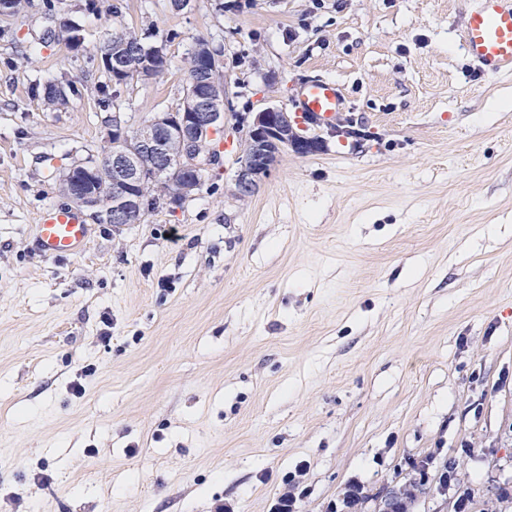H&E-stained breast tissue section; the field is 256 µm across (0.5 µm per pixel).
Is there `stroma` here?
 I'll use <instances>...</instances> for the list:
<instances>
[{
    "label": "stroma",
    "mask_w": 512,
    "mask_h": 512,
    "mask_svg": "<svg viewBox=\"0 0 512 512\" xmlns=\"http://www.w3.org/2000/svg\"><path fill=\"white\" fill-rule=\"evenodd\" d=\"M466 2L0 18V512H269L296 473L300 512H374L424 456L412 512H512V76L469 65ZM116 20L168 42L167 70L120 90L133 128L181 98L197 38L221 52L217 160L142 223L83 210L86 250L46 260L39 213L106 145L87 51ZM315 79L345 96L334 127L300 125L321 149L240 197L255 112L295 114ZM50 82L78 93L45 109Z\"/></svg>",
    "instance_id": "stroma-1"
}]
</instances>
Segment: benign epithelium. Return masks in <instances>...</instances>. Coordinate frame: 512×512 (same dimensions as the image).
<instances>
[{"instance_id":"7a95c632","label":"benign epithelium","mask_w":512,"mask_h":512,"mask_svg":"<svg viewBox=\"0 0 512 512\" xmlns=\"http://www.w3.org/2000/svg\"><path fill=\"white\" fill-rule=\"evenodd\" d=\"M112 76L120 79L123 87L132 79L149 81L155 73L117 50L112 55ZM223 126L224 72L221 57L213 52L198 75L186 83L179 103L170 110L155 113L138 127L136 136H131V129L121 118V112H113L108 149L97 160L71 166L64 180L73 188L78 205L98 210L101 199L87 189L77 174L89 172L93 164L112 167L114 180L108 213L115 225L124 226L142 214L140 189L144 185L148 162H162L161 174L175 186L168 203L178 206L194 194L206 166L214 161L212 155L198 152L199 142L211 138ZM173 142L178 145L174 160L169 148ZM249 143L253 147V159L241 164L235 180L237 191L243 196L258 190L279 153L289 149L304 155L320 148L317 139L297 132L288 113L272 106L256 114L250 127Z\"/></svg>"}]
</instances>
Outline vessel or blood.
<instances>
[{
	"instance_id": "obj_1",
	"label": "vessel or blood",
	"mask_w": 512,
	"mask_h": 512,
	"mask_svg": "<svg viewBox=\"0 0 512 512\" xmlns=\"http://www.w3.org/2000/svg\"><path fill=\"white\" fill-rule=\"evenodd\" d=\"M471 66L485 76L512 74V0H469L461 29ZM299 112L323 125L331 124L345 98L330 80L303 85L296 101ZM90 238V227L73 207L44 209L34 237L35 250L44 258H64L80 253Z\"/></svg>"
}]
</instances>
